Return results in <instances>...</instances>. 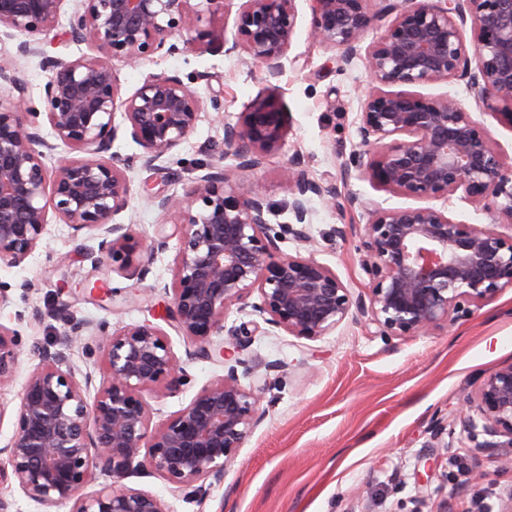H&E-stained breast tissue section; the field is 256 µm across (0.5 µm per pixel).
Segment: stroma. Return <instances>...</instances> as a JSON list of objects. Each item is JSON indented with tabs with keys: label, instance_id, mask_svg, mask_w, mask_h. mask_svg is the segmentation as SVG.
<instances>
[{
	"label": "stroma",
	"instance_id": "35a3bbf8",
	"mask_svg": "<svg viewBox=\"0 0 512 512\" xmlns=\"http://www.w3.org/2000/svg\"><path fill=\"white\" fill-rule=\"evenodd\" d=\"M296 34L290 50L298 62L275 78L225 54L222 47L158 56L138 67H120L123 93H131L149 74L179 76L208 106L195 130L166 161L150 170L136 160L139 147L118 139L113 149L134 158L128 172L131 201L116 218L151 239L172 233L151 195L180 192L181 181L198 165L224 158V125L236 122L257 96L276 89L289 115L283 151L270 157L253 176L264 186L273 209L272 223L291 219V191L283 169L299 155L312 178L337 182L342 196L357 195L385 207H407L410 199L375 190L360 179L341 181L340 166L359 143L357 116L367 88L362 63L339 69L333 49L309 38L310 13L298 0ZM422 94H451L484 124L512 161V128L476 109L465 82L422 86ZM309 248L336 270L352 294L364 293L368 277L357 248L367 216L359 209L330 210L314 201ZM345 226V238L333 237ZM89 235H73L64 224H50L35 254L23 265L0 264V282L11 285L0 306V324L20 333L21 357L12 386L0 390V446L15 432L13 409L43 348H58L61 322L46 315L66 307L77 319L112 329L143 321L158 322L167 297L174 251L158 254L145 280L127 279L94 267L85 258ZM28 280L29 293L17 285ZM245 358L269 366L270 386L262 402V423L240 448L223 482L205 498L191 488L175 490L155 473L125 479L127 487L151 492L170 512H512V448L499 458L473 460L464 442L452 448L431 445L435 420L459 428L458 414L479 379L512 361V289L458 321L449 330L407 338L377 334L375 326L346 323L328 336L307 340L280 331L256 333ZM190 381L173 393L147 394L152 422L164 423L204 384L222 378V361L186 359ZM482 470V478L470 475Z\"/></svg>",
	"mask_w": 512,
	"mask_h": 512
}]
</instances>
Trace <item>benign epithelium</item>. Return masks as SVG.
Masks as SVG:
<instances>
[{"label": "benign epithelium", "instance_id": "benign-epithelium-1", "mask_svg": "<svg viewBox=\"0 0 512 512\" xmlns=\"http://www.w3.org/2000/svg\"><path fill=\"white\" fill-rule=\"evenodd\" d=\"M66 2L0 0V263H25L55 219L97 240L86 252L93 263L142 280L174 236L163 319L190 346L187 358H221L227 371L154 426L144 393L177 390L188 379L169 335L149 321L116 331L99 326L96 349L107 376L91 398V376L78 377L67 356L90 326L57 313L62 348L39 352L17 395L15 433L0 448V480L12 479L29 501L68 505L69 512H169L155 495L122 485L135 471L206 497V482L224 480L264 414L267 375L243 358L262 323L307 339L361 321L381 336H424L512 289V235L478 229L434 205L459 192L512 225V166L458 99L414 91L463 81L478 107L512 128V0H386L379 12L369 0H306L312 40L337 51L342 69L362 62L370 84L360 100L361 148L341 165V179L421 202L369 208L356 195L347 198L368 215L359 246L368 287L356 297L313 253L285 254L279 246L287 238L311 242L312 201L340 208L336 184L313 179L292 156L283 170L291 221L278 226L262 185L237 184L240 173L263 167L285 146L284 112L273 92L224 124L229 164L201 165L182 193L154 196L175 219L172 235L148 241L114 222L129 207L133 166L112 151L118 137L141 148L145 167L161 169L204 111L203 99L176 75L149 74L122 94L117 66L218 43L277 77L297 62L289 57L296 0H239L231 39L210 20L234 0H75L70 9ZM386 17L381 35L363 45ZM62 22L69 39L92 54H43L41 42ZM34 55L49 72L36 95L16 75L18 61ZM61 146L79 156L48 165ZM234 309L249 311L251 323L226 326ZM223 334L233 341L217 349L213 337ZM19 356L18 331L0 323V388L13 384ZM459 423L475 457L512 448V362L482 377ZM98 472L111 483L86 491Z\"/></svg>", "mask_w": 512, "mask_h": 512}]
</instances>
